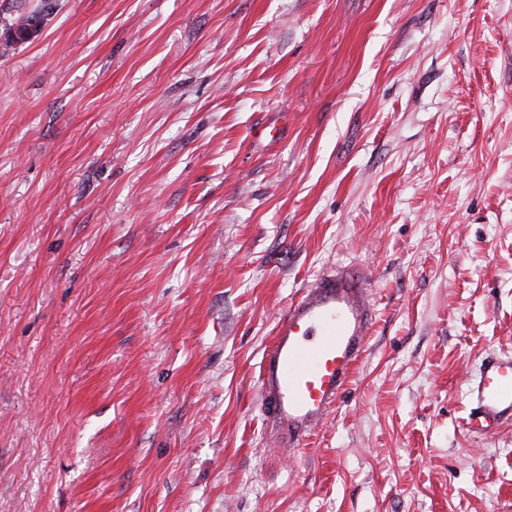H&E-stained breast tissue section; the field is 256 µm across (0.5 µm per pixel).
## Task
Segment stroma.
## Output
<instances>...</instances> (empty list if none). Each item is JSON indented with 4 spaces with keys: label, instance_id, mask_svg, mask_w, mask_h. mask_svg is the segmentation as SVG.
<instances>
[{
    "label": "stroma",
    "instance_id": "1",
    "mask_svg": "<svg viewBox=\"0 0 512 512\" xmlns=\"http://www.w3.org/2000/svg\"><path fill=\"white\" fill-rule=\"evenodd\" d=\"M57 2L0 56V512H512V427L462 426L512 355V0ZM339 265L376 324L290 450L259 365Z\"/></svg>",
    "mask_w": 512,
    "mask_h": 512
}]
</instances>
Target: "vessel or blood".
<instances>
[{"label": "vessel or blood", "instance_id": "vessel-or-blood-1", "mask_svg": "<svg viewBox=\"0 0 512 512\" xmlns=\"http://www.w3.org/2000/svg\"><path fill=\"white\" fill-rule=\"evenodd\" d=\"M376 321L368 276L337 267L317 276L279 316L259 365L261 412L276 439L301 444L335 412ZM469 434L512 426V355L487 356L468 383Z\"/></svg>", "mask_w": 512, "mask_h": 512}]
</instances>
